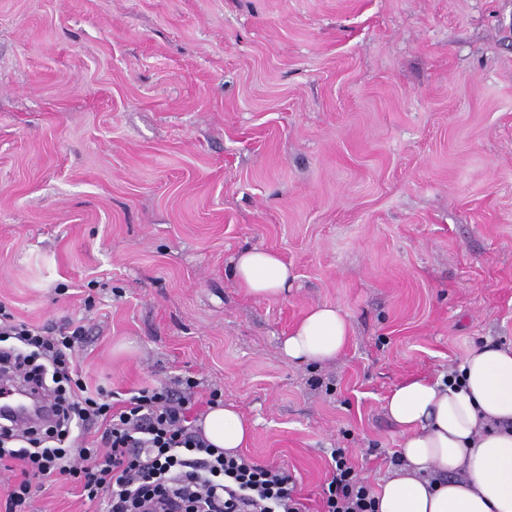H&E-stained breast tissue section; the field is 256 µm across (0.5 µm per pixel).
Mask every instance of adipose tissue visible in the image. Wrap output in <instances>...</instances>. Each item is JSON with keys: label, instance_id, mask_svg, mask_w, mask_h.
Masks as SVG:
<instances>
[{"label": "adipose tissue", "instance_id": "ef3b65f1", "mask_svg": "<svg viewBox=\"0 0 512 512\" xmlns=\"http://www.w3.org/2000/svg\"><path fill=\"white\" fill-rule=\"evenodd\" d=\"M232 276L246 295L276 298L292 273L271 250L240 251ZM350 326L333 305L310 308L283 340L290 360L321 364L345 348ZM459 382L413 378L385 409L399 428L400 462L375 493L376 512H512V346H474ZM213 447L237 453L250 429L234 405L216 404L197 422Z\"/></svg>", "mask_w": 512, "mask_h": 512}]
</instances>
